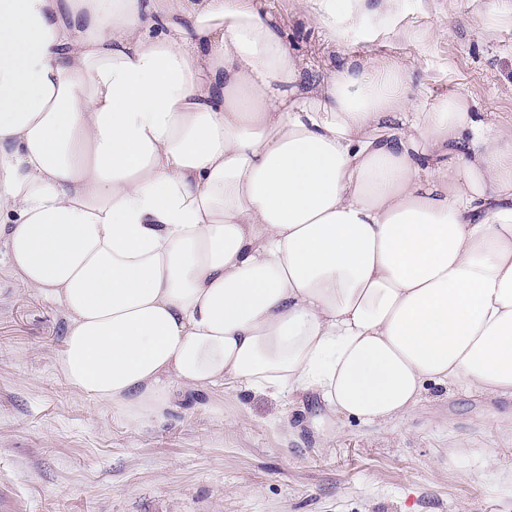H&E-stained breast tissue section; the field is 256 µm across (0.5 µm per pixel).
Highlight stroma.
Returning a JSON list of instances; mask_svg holds the SVG:
<instances>
[{"mask_svg":"<svg viewBox=\"0 0 512 512\" xmlns=\"http://www.w3.org/2000/svg\"><path fill=\"white\" fill-rule=\"evenodd\" d=\"M308 0H268L312 67L395 62L421 109L462 94L488 123H512V0H401L338 45ZM447 30L438 38V30ZM61 307L25 286L0 245V488L21 512H512L497 419L512 396L427 385L411 417L377 429L329 425L317 395L274 398L219 386L134 426L70 385L55 358Z\"/></svg>","mask_w":512,"mask_h":512,"instance_id":"obj_1","label":"stroma"}]
</instances>
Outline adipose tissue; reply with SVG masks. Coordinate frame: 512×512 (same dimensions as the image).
<instances>
[{
	"label": "adipose tissue",
	"mask_w": 512,
	"mask_h": 512,
	"mask_svg": "<svg viewBox=\"0 0 512 512\" xmlns=\"http://www.w3.org/2000/svg\"><path fill=\"white\" fill-rule=\"evenodd\" d=\"M265 6L0 0V244L59 373L134 425L227 383L371 426L512 393V125L311 72Z\"/></svg>",
	"instance_id": "1"
}]
</instances>
